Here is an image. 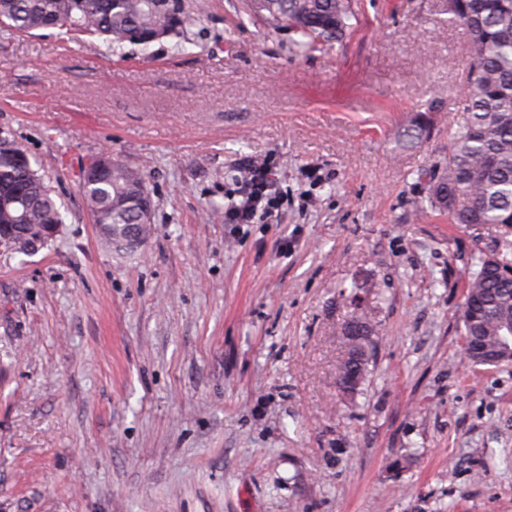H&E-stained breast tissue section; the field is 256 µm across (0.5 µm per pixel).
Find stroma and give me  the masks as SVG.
Segmentation results:
<instances>
[{
  "mask_svg": "<svg viewBox=\"0 0 512 512\" xmlns=\"http://www.w3.org/2000/svg\"><path fill=\"white\" fill-rule=\"evenodd\" d=\"M186 39L110 51L0 31V133L60 208L0 250V512H512V362L462 358L464 282L512 228L426 207L470 38L445 0H353L331 48L200 0ZM431 112L427 138L402 132ZM140 169L150 238L104 246L81 192L102 153ZM286 198L224 221L243 159ZM372 328L341 392L344 293Z\"/></svg>",
  "mask_w": 512,
  "mask_h": 512,
  "instance_id": "1",
  "label": "stroma"
}]
</instances>
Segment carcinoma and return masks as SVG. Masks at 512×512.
I'll return each instance as SVG.
<instances>
[{
	"mask_svg": "<svg viewBox=\"0 0 512 512\" xmlns=\"http://www.w3.org/2000/svg\"><path fill=\"white\" fill-rule=\"evenodd\" d=\"M249 13L276 30L297 36L294 47L306 53L338 42L356 18L351 0H245ZM201 4L188 0H0V29L30 33L56 28L68 34L103 39L121 50L147 49L158 31L183 38L197 22ZM451 24L464 26L472 43L466 90L458 96L448 125V154L422 171L429 179L428 207L451 224L512 227V0H446ZM431 116L418 112L406 130L414 141L430 130ZM101 155L86 168L81 191L92 222L116 252L134 247L127 235L137 226L141 239L151 235L147 214L153 204L141 174ZM59 209L27 152L13 139L0 148V230L23 224L41 230L60 224ZM500 273L479 257L466 283L462 308L464 359L491 362L474 353L478 339L490 351L512 345V263L501 258ZM370 327L354 309L343 326L346 351L337 376L357 366L363 380L368 364Z\"/></svg>",
	"mask_w": 512,
	"mask_h": 512,
	"instance_id": "cac0c4a2",
	"label": "carcinoma"
}]
</instances>
